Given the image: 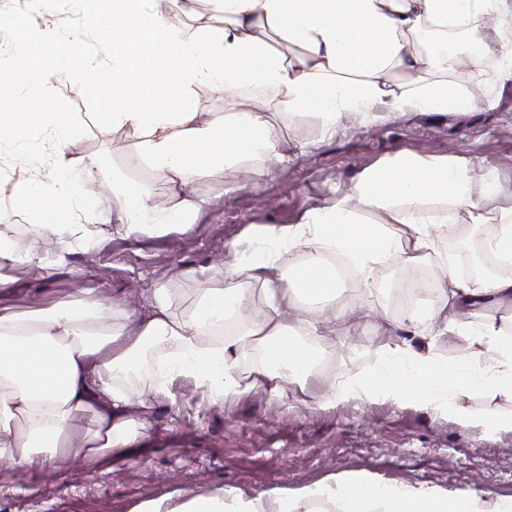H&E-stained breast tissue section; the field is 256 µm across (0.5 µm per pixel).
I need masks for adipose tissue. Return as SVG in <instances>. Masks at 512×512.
<instances>
[{
	"mask_svg": "<svg viewBox=\"0 0 512 512\" xmlns=\"http://www.w3.org/2000/svg\"><path fill=\"white\" fill-rule=\"evenodd\" d=\"M30 2L37 15L65 13L71 21L33 24L27 36L11 40L9 51L0 50V61L40 58L78 93L111 87L112 109L100 113L101 122L127 129L131 157L171 185L174 203L161 212L143 191L113 183L112 211L98 221L128 236L185 221L198 207L187 186L213 169L283 160L269 109L310 108L326 134L345 114L368 123L386 112L476 111L467 86L448 73L465 56L474 78L483 76L490 50L484 17L512 27L506 0H212L224 19L220 27L186 23L185 0H170L166 13L157 0ZM81 37L91 41L83 52L76 45ZM107 39L112 48L103 56L97 45ZM278 39L301 47L303 58L279 51ZM397 71L405 72V83L392 82ZM202 85L267 109L199 120L189 97ZM4 89L13 109L0 113V134L10 135L17 158H25L27 145L15 120L19 112L55 151L50 184L32 180L0 199L1 223L30 195L46 203L44 219L26 225L24 238L0 241V256L25 257L50 275L52 263L35 258L27 241L74 224L89 206L81 186L100 164L65 156L79 126L61 119L41 72L2 70ZM34 99L39 109L32 112ZM354 195L355 209L339 200L310 210L298 224L250 226L231 245L232 263L202 268L208 286L183 316L173 311L165 283L153 289L143 315L89 297L38 309L0 305V465L124 457L149 432L131 410L145 413L154 398L175 399L184 380L221 404L257 388L278 395L302 372L321 369L320 327L340 317L336 297L343 284L325 261L328 248L366 287L370 311L379 299L377 271L387 259L414 268L433 261L448 273L447 282L434 286L436 305L410 312L413 340L376 352L347 389L366 393L379 381L393 396L422 397L466 423L474 417L459 406L460 397H512V321L490 314L512 298V278H465L454 255L440 247L450 225L493 224L497 232L484 249L498 266L512 268V194L499 175L468 162L401 153L365 171ZM291 251L302 257L292 271L281 265ZM290 298L301 305L302 318H288ZM255 299L262 312L245 316ZM463 306L484 323H461ZM450 330L478 352L463 362L437 361L431 343ZM179 512H512V502L471 491L319 483L291 497L274 488L254 499L224 488L186 501Z\"/></svg>",
	"mask_w": 512,
	"mask_h": 512,
	"instance_id": "adipose-tissue-1",
	"label": "adipose tissue"
}]
</instances>
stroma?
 I'll return each mask as SVG.
<instances>
[{
    "label": "stroma",
    "instance_id": "1",
    "mask_svg": "<svg viewBox=\"0 0 512 512\" xmlns=\"http://www.w3.org/2000/svg\"><path fill=\"white\" fill-rule=\"evenodd\" d=\"M497 70L492 54L481 81L451 71V78L469 83L479 104L471 113H397L366 125L345 116L327 136L313 115H273L287 162L261 171L218 168L191 186L202 207L190 225L104 239L97 217L112 209L107 187L113 179L140 187L162 211L173 203L169 184L162 173L131 166L126 131L99 122L108 92L77 95L45 72V81L57 88L60 111L82 127L66 145L67 157L101 160L104 189L93 193L92 210L71 229L69 251L52 232L32 241L34 253L60 259L53 275L0 259V274L13 281L0 303L42 308L92 288L103 301L142 314L153 288L166 281L175 312L186 314L207 283L201 276L179 278L180 270L214 264L249 225L295 224L312 208L350 197L360 174L401 152L483 164L512 191V80L499 79ZM429 271L430 281L419 282L414 268L383 265L373 314L361 306L363 286L346 279L337 298L345 317L320 329L328 365L305 387L288 385L277 396L257 389L211 405L194 384L182 382L177 405L156 403L148 414L149 437L124 458L0 466V512H143L152 503L177 512L185 501L223 487L251 499L274 487L288 493L362 479L512 500V425H464L414 400L379 395L367 401L338 392L343 381L369 367L375 351L408 336L411 308L435 304L430 284L444 281L446 269L433 263Z\"/></svg>",
    "mask_w": 512,
    "mask_h": 512
}]
</instances>
